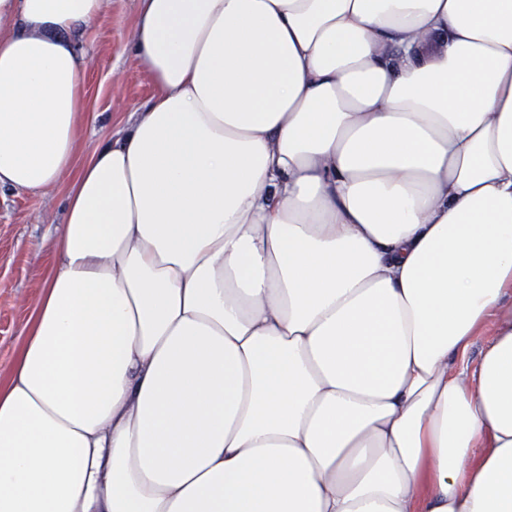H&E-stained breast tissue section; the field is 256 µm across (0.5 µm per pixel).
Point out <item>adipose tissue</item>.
<instances>
[{
  "mask_svg": "<svg viewBox=\"0 0 512 512\" xmlns=\"http://www.w3.org/2000/svg\"><path fill=\"white\" fill-rule=\"evenodd\" d=\"M0 0V192L72 182L0 512H512V0ZM134 17V0H109L90 25L71 35L85 54L87 120L78 138V161L84 160L97 142L111 137L152 92L144 65L123 53ZM497 318H490L487 322L481 327L477 336H475L472 340V343L469 347V359L472 364H476L482 354V351L486 344L490 342V340L494 337L495 326H496Z\"/></svg>",
  "mask_w": 512,
  "mask_h": 512,
  "instance_id": "ef3b65f1",
  "label": "adipose tissue"
}]
</instances>
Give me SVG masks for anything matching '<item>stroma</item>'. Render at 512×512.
Segmentation results:
<instances>
[{
  "mask_svg": "<svg viewBox=\"0 0 512 512\" xmlns=\"http://www.w3.org/2000/svg\"><path fill=\"white\" fill-rule=\"evenodd\" d=\"M134 17V0H108L90 25L72 34L85 55L87 120L78 138V159L111 137L152 92L144 65L123 52ZM70 183L66 175L37 194L0 195V373L12 366L27 335V322L49 272L52 232L63 221Z\"/></svg>",
  "mask_w": 512,
  "mask_h": 512,
  "instance_id": "stroma-1",
  "label": "stroma"
}]
</instances>
